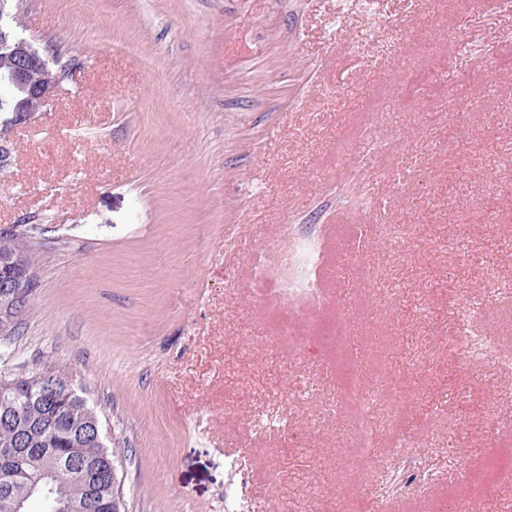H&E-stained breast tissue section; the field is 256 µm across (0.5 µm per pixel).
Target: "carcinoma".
<instances>
[{
	"mask_svg": "<svg viewBox=\"0 0 512 512\" xmlns=\"http://www.w3.org/2000/svg\"><path fill=\"white\" fill-rule=\"evenodd\" d=\"M17 95L0 85V122L12 116ZM43 234L41 227L26 226L0 235V273H30L31 240ZM26 304L6 299L0 288V348L16 334ZM94 423L96 412L58 369L0 379V512H17V504L28 507L45 493L58 512H115L117 452L95 434ZM73 453L86 463L81 474L69 469Z\"/></svg>",
	"mask_w": 512,
	"mask_h": 512,
	"instance_id": "1",
	"label": "carcinoma"
}]
</instances>
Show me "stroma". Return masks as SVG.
Here are the masks:
<instances>
[{
  "instance_id": "obj_1",
  "label": "stroma",
  "mask_w": 512,
  "mask_h": 512,
  "mask_svg": "<svg viewBox=\"0 0 512 512\" xmlns=\"http://www.w3.org/2000/svg\"><path fill=\"white\" fill-rule=\"evenodd\" d=\"M23 32L76 65L0 172V228L45 230L0 378L71 377L123 512H224L232 460L257 512H379L405 435L438 474L388 512H512V372L450 347L463 305L512 352V0H26ZM314 230L325 300L290 313L253 263ZM345 303L368 381L398 377L367 457L354 402L327 412Z\"/></svg>"
}]
</instances>
